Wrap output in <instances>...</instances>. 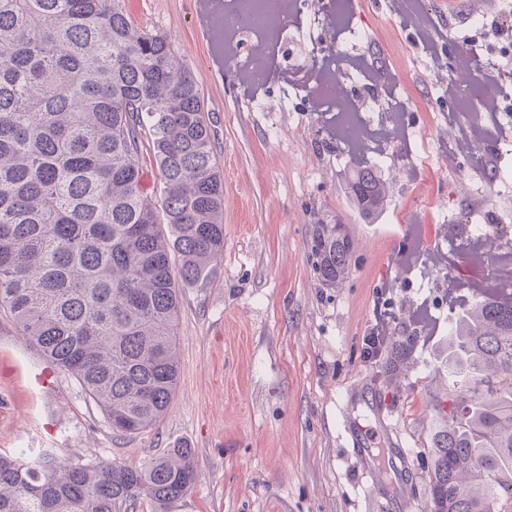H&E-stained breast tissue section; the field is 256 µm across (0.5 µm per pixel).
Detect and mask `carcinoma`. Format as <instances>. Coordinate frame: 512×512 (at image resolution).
Instances as JSON below:
<instances>
[{"mask_svg":"<svg viewBox=\"0 0 512 512\" xmlns=\"http://www.w3.org/2000/svg\"><path fill=\"white\" fill-rule=\"evenodd\" d=\"M146 145L157 196L142 188ZM354 187L379 204L373 169L358 168ZM311 251L336 287L351 260L345 225H317ZM223 253L203 100L167 40L138 32L120 0H0V312L113 433L165 418L179 297ZM448 376L462 403L434 433L430 512H492L498 489L512 494V290L490 289L455 322ZM194 457L172 448L132 468L0 455V512H130L141 498L168 512L195 483Z\"/></svg>","mask_w":512,"mask_h":512,"instance_id":"1","label":"carcinoma"}]
</instances>
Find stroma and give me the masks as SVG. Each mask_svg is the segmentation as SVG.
Instances as JSON below:
<instances>
[{
  "label": "stroma",
  "instance_id": "obj_1",
  "mask_svg": "<svg viewBox=\"0 0 512 512\" xmlns=\"http://www.w3.org/2000/svg\"><path fill=\"white\" fill-rule=\"evenodd\" d=\"M341 26L315 25L324 0H304L279 42L273 79L248 87L239 64L256 38L245 32L216 50L204 0H121L139 30L166 38L190 70L204 101L224 178V256L203 282L186 288L176 319L180 372L163 422L133 438L113 434L78 383L31 350L0 315V454L36 460L144 466L168 449L195 450L197 480L170 512H376L357 465L345 451L355 421L365 443L402 448L405 475H391L387 498L405 496L408 512H427L431 437L451 405L443 363L448 333L477 300L482 269L449 254L451 229L487 224L499 252H512V16L501 0H418L427 33L405 22L392 0H340ZM481 9L482 25L471 23ZM475 49L478 67L510 70L496 81L502 109L486 114L494 135L448 162L460 131L458 101L429 81L433 64L454 68ZM341 55L370 79L349 83L362 130L379 129L391 104L401 112L364 159L376 166L383 205L361 210L357 168L336 138L313 82L292 80ZM478 173L481 195L467 198L461 178ZM346 224L354 244L341 287H323L314 268L316 225ZM427 307L434 331L412 315ZM389 313L390 341L378 354L367 336L376 310ZM414 337L403 355L396 343ZM376 398L388 414L365 406Z\"/></svg>",
  "mask_w": 512,
  "mask_h": 512
}]
</instances>
